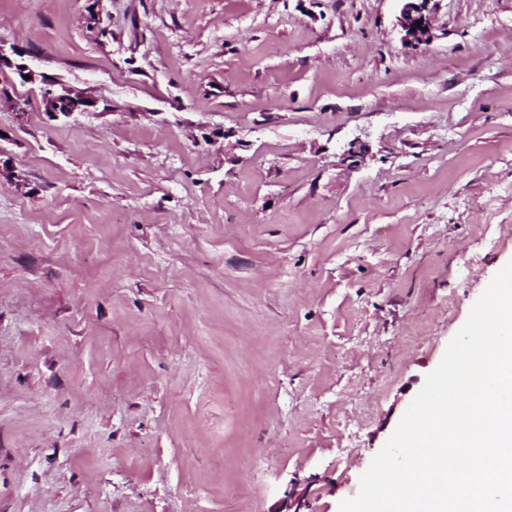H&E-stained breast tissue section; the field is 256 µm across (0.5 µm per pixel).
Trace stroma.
Here are the masks:
<instances>
[{
	"instance_id": "1",
	"label": "stroma",
	"mask_w": 512,
	"mask_h": 512,
	"mask_svg": "<svg viewBox=\"0 0 512 512\" xmlns=\"http://www.w3.org/2000/svg\"><path fill=\"white\" fill-rule=\"evenodd\" d=\"M403 6L0 0V512L357 496L512 260V0ZM402 9V27L405 31V37L408 40L425 41L428 37L430 21L427 15L423 12L422 3L426 0H405ZM420 1L421 3H416ZM421 21L420 26L416 23ZM43 98L46 104L47 111L49 112H60L58 108L59 102H69V110L63 112L67 115L73 114L74 112H84L85 107L89 105V101L80 95H71L70 93L64 95H55L50 89H47L43 93Z\"/></svg>"
}]
</instances>
